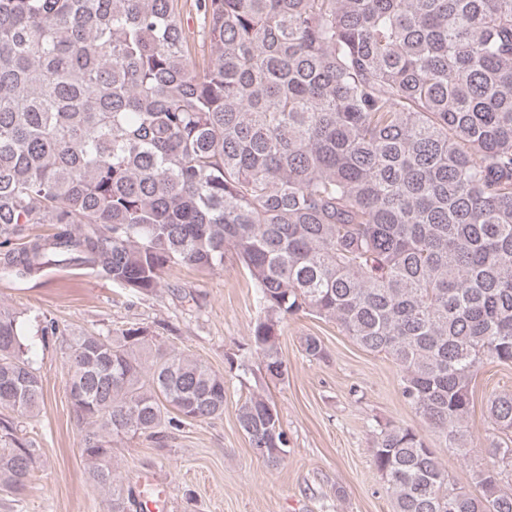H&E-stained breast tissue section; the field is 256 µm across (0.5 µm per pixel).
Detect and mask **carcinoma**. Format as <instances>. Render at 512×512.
I'll list each match as a JSON object with an SVG mask.
<instances>
[{
  "label": "carcinoma",
  "instance_id": "obj_1",
  "mask_svg": "<svg viewBox=\"0 0 512 512\" xmlns=\"http://www.w3.org/2000/svg\"><path fill=\"white\" fill-rule=\"evenodd\" d=\"M0 0V269L86 268L133 296L174 265L235 255L262 316L250 346L288 374L300 314L400 370L445 447L470 451L472 380L512 363V0ZM31 224H53L48 235ZM15 239L21 246H12ZM15 312L0 311V486L19 495L40 449L15 418L44 405ZM81 457L106 512H132L114 442L224 415V376L141 326L60 333ZM493 429L512 434V392ZM237 420L277 466L267 398ZM392 512H512V447L475 491L450 484L418 430H373Z\"/></svg>",
  "mask_w": 512,
  "mask_h": 512
}]
</instances>
